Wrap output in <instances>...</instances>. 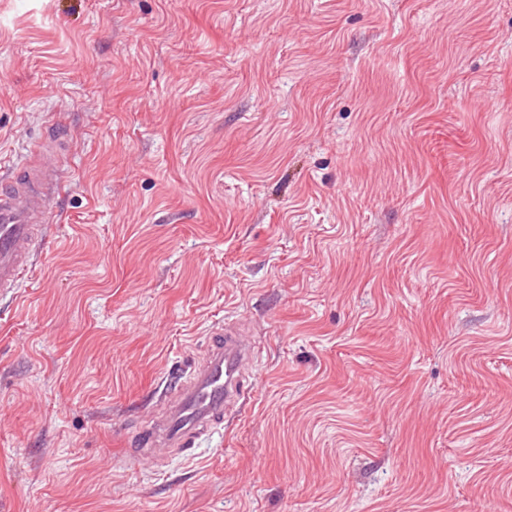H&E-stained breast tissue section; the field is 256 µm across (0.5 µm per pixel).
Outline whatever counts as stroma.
Listing matches in <instances>:
<instances>
[{"mask_svg":"<svg viewBox=\"0 0 512 512\" xmlns=\"http://www.w3.org/2000/svg\"><path fill=\"white\" fill-rule=\"evenodd\" d=\"M0 512H512V0H0ZM217 321L220 433L126 450ZM70 143L66 119L54 116L30 155L0 165V292L18 288L48 242L46 224L64 198L62 147Z\"/></svg>","mask_w":512,"mask_h":512,"instance_id":"obj_1","label":"stroma"}]
</instances>
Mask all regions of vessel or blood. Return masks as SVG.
Here are the masks:
<instances>
[{"label": "vessel or blood", "mask_w": 512, "mask_h": 512, "mask_svg": "<svg viewBox=\"0 0 512 512\" xmlns=\"http://www.w3.org/2000/svg\"><path fill=\"white\" fill-rule=\"evenodd\" d=\"M70 142L64 117H53L29 156L0 166V292L19 286L48 242L47 220L64 198L62 148ZM204 360L186 370L159 411L136 436L134 458L180 452L224 424V413L244 391V371L254 349L230 324L212 325Z\"/></svg>", "instance_id": "b4317fda"}]
</instances>
